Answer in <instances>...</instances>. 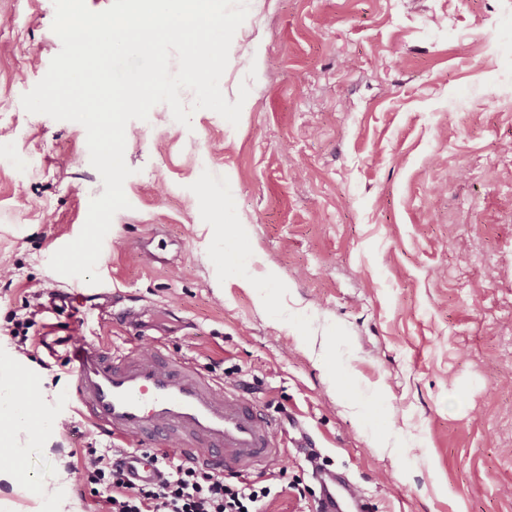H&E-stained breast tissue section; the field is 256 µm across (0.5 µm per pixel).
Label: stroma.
<instances>
[{
	"mask_svg": "<svg viewBox=\"0 0 512 512\" xmlns=\"http://www.w3.org/2000/svg\"><path fill=\"white\" fill-rule=\"evenodd\" d=\"M54 18L0 0V358L58 423L0 480L9 512H56L54 481L96 507L68 465L106 442L64 401L70 344L43 336L156 345L243 389L375 512H512V0H249L220 82L250 89L238 125L164 104L127 124L112 295L56 313L49 260L104 186L82 125L21 104L62 48Z\"/></svg>",
	"mask_w": 512,
	"mask_h": 512,
	"instance_id": "1",
	"label": "stroma"
}]
</instances>
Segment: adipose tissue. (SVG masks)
<instances>
[{
	"mask_svg": "<svg viewBox=\"0 0 512 512\" xmlns=\"http://www.w3.org/2000/svg\"><path fill=\"white\" fill-rule=\"evenodd\" d=\"M53 427L50 419L35 415L29 396L21 393L8 365L0 363V458L36 445Z\"/></svg>",
	"mask_w": 512,
	"mask_h": 512,
	"instance_id": "obj_1",
	"label": "adipose tissue"
}]
</instances>
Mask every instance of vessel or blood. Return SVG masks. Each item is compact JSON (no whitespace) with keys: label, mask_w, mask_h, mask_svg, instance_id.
Listing matches in <instances>:
<instances>
[{"label":"vessel or blood","mask_w":512,"mask_h":512,"mask_svg":"<svg viewBox=\"0 0 512 512\" xmlns=\"http://www.w3.org/2000/svg\"><path fill=\"white\" fill-rule=\"evenodd\" d=\"M68 358L71 403L103 434L131 447L126 465L138 481L156 477L151 459L135 451L147 441L241 474L279 458L277 430L254 401L160 349L119 355L104 344L83 342ZM313 476L320 487L315 512H373L344 473L322 466Z\"/></svg>","instance_id":"b4317fda"}]
</instances>
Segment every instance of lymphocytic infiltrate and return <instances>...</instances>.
<instances>
[{"instance_id": "obj_1", "label": "lymphocytic infiltrate", "mask_w": 512, "mask_h": 512, "mask_svg": "<svg viewBox=\"0 0 512 512\" xmlns=\"http://www.w3.org/2000/svg\"><path fill=\"white\" fill-rule=\"evenodd\" d=\"M123 448L87 449L81 468L89 483L105 490L104 512H263L272 485L157 456L158 477L138 483L125 468Z\"/></svg>"}]
</instances>
